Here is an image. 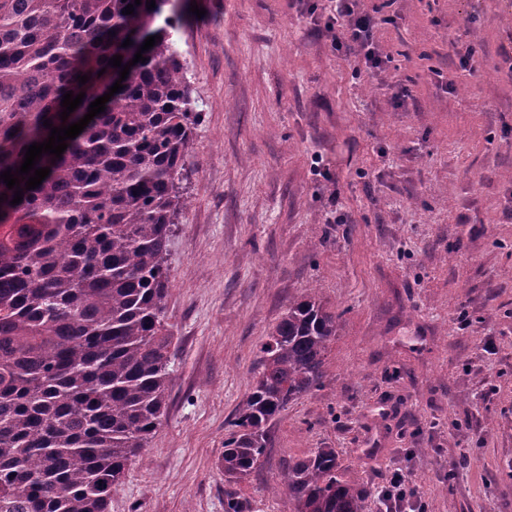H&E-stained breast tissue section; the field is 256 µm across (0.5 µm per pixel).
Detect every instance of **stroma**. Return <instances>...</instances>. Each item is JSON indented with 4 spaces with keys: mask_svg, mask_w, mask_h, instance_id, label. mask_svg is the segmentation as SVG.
Masks as SVG:
<instances>
[{
    "mask_svg": "<svg viewBox=\"0 0 512 512\" xmlns=\"http://www.w3.org/2000/svg\"><path fill=\"white\" fill-rule=\"evenodd\" d=\"M363 6L391 61L357 74L305 0H178L201 120L169 247L172 380L109 512H224L228 489L293 512L284 469L316 448L370 493L404 468L427 512H512V0ZM312 291L339 322L325 374L227 483L260 346Z\"/></svg>",
    "mask_w": 512,
    "mask_h": 512,
    "instance_id": "1",
    "label": "stroma"
}]
</instances>
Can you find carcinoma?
Wrapping results in <instances>:
<instances>
[{
	"label": "carcinoma",
	"instance_id": "1",
	"mask_svg": "<svg viewBox=\"0 0 512 512\" xmlns=\"http://www.w3.org/2000/svg\"><path fill=\"white\" fill-rule=\"evenodd\" d=\"M171 0H0V173L124 88L74 139L39 187L0 179V512H108L112 489L163 425L173 333L165 319L178 182L200 112L173 39ZM134 5V14L123 8ZM103 75H98L101 69ZM90 80L79 84L77 76ZM85 93L64 121L63 94ZM336 313L314 294L291 303L262 343L260 371L228 422L227 482L257 470L270 426L324 375ZM293 512H365L333 448L288 461Z\"/></svg>",
	"mask_w": 512,
	"mask_h": 512
}]
</instances>
